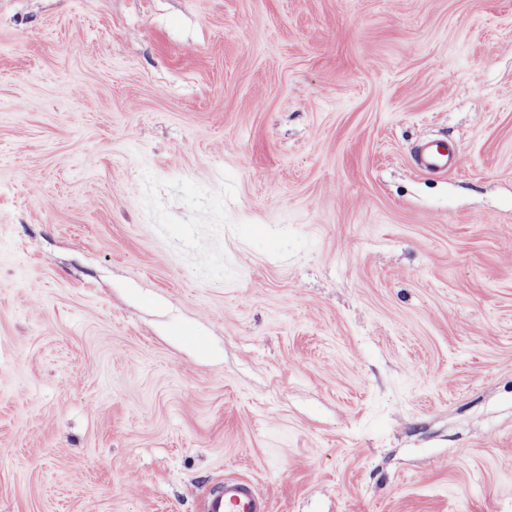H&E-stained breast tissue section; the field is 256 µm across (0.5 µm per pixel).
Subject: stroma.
Masks as SVG:
<instances>
[{
    "label": "stroma",
    "mask_w": 512,
    "mask_h": 512,
    "mask_svg": "<svg viewBox=\"0 0 512 512\" xmlns=\"http://www.w3.org/2000/svg\"><path fill=\"white\" fill-rule=\"evenodd\" d=\"M229 477L512 512V0H0V512ZM466 155L453 139L427 142L417 153L419 167L428 172L459 170L466 164Z\"/></svg>",
    "instance_id": "obj_1"
}]
</instances>
